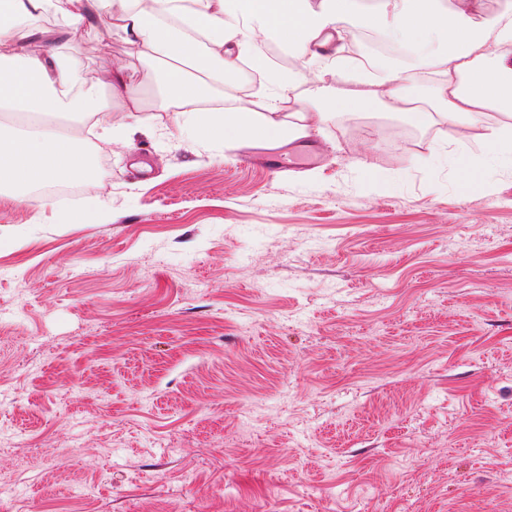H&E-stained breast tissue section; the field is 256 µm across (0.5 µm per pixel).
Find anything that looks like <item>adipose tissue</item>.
Masks as SVG:
<instances>
[{
  "mask_svg": "<svg viewBox=\"0 0 512 512\" xmlns=\"http://www.w3.org/2000/svg\"><path fill=\"white\" fill-rule=\"evenodd\" d=\"M483 0H0V190L22 204L37 189L60 179L91 181L96 159L74 132L52 121L94 119L108 138L121 137L102 94L88 85L77 63L62 52L26 51L39 33L34 22L59 16L58 36L93 12L119 16L143 57L163 62L167 102L186 117L200 142L256 141L272 147L305 136L308 115L400 112L423 123L440 120L469 129L491 115L489 128L469 154L449 161L473 192L486 188L482 170L512 166V5L482 19ZM384 35L420 71L432 74L429 88L401 82L391 67L369 68L343 40L350 28ZM275 42L296 50L297 68H272L260 49ZM329 48L331 85L321 87L311 112L281 115L286 92L306 82L322 48ZM250 57L273 92L260 103L224 111L202 109L212 84L235 79L236 62ZM431 100L433 110L422 106Z\"/></svg>",
  "mask_w": 512,
  "mask_h": 512,
  "instance_id": "ef3b65f1",
  "label": "adipose tissue"
}]
</instances>
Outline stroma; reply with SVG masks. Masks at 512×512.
<instances>
[{
	"mask_svg": "<svg viewBox=\"0 0 512 512\" xmlns=\"http://www.w3.org/2000/svg\"><path fill=\"white\" fill-rule=\"evenodd\" d=\"M32 48L131 131L88 134L97 180L47 206L0 193V483L24 512H512V169L466 192L452 127L364 112L310 121L318 158L291 141L272 172L186 137L118 17ZM94 196L105 223H55ZM108 70L112 72L110 74L112 79V92L119 93L123 89L125 90L129 105L124 112H141L142 106L140 99L131 91L132 79L130 75L124 71L121 66L115 65L112 66V68H108Z\"/></svg>",
	"mask_w": 512,
	"mask_h": 512,
	"instance_id": "stroma-1",
	"label": "stroma"
}]
</instances>
